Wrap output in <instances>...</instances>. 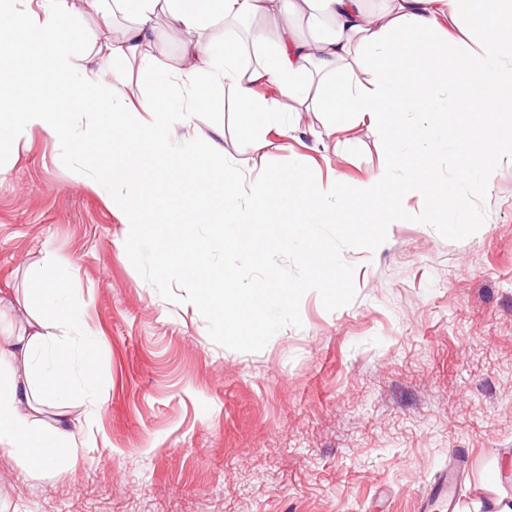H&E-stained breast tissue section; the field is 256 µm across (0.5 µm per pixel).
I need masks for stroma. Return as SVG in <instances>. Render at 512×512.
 <instances>
[{"label": "stroma", "instance_id": "1", "mask_svg": "<svg viewBox=\"0 0 512 512\" xmlns=\"http://www.w3.org/2000/svg\"><path fill=\"white\" fill-rule=\"evenodd\" d=\"M324 114L289 136L241 141L232 99L198 114V134L262 174L281 165L365 177L388 147L368 126L317 139ZM40 132L0 145V331L43 313L31 278H66L97 352L95 399L67 406L76 452L30 470L0 449V512H418L427 486L466 455L457 512L512 497L497 480L512 452V165L490 182L438 165L467 201L455 212L387 226L382 244L324 227L350 291L307 287L292 226L265 228L263 262L212 247L236 287L273 274L297 284L263 310L265 334L218 333L195 289L130 246L97 183L74 184ZM470 230L452 232L457 220Z\"/></svg>", "mask_w": 512, "mask_h": 512}]
</instances>
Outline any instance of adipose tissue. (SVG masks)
Returning a JSON list of instances; mask_svg holds the SVG:
<instances>
[{"label":"adipose tissue","mask_w":512,"mask_h":512,"mask_svg":"<svg viewBox=\"0 0 512 512\" xmlns=\"http://www.w3.org/2000/svg\"><path fill=\"white\" fill-rule=\"evenodd\" d=\"M81 0L98 27L72 22L70 0H0V142H25L39 131L72 155L75 183L112 182V207L126 239L147 247L197 288L217 331L257 336L267 329L262 306L286 299L293 285L274 275L248 288L230 289V276L214 265L196 235L159 236L170 216L182 224L215 225L229 250L261 260V226L288 217L304 258L321 246L318 227L347 224L357 240L377 245L379 231L411 215L465 212L438 169L439 140L457 122L450 84L470 87L468 108L478 120L473 135L455 137L463 173L491 178L512 165V0ZM127 24L112 37L114 15ZM242 16L260 19L255 45L273 28L271 56L244 57L209 25ZM171 18L186 36L177 67H158L159 23ZM467 20L483 36L479 51L448 58L440 38L445 20ZM138 74L151 92L141 99L109 95L107 80ZM273 84L277 94L262 93ZM232 92L239 135L253 141L269 130L288 134L309 112H324L323 134L367 124L390 149L378 172L359 181L314 179L301 168L268 170L261 178L240 166L219 138L201 137L194 114L217 111ZM94 133L90 149L74 152L80 124ZM60 278L36 277L33 295L52 312L32 317L19 334L0 337V448L28 466H47L56 448L76 449L78 432L63 418L44 424L43 406L64 405L93 390L95 356L84 351L81 370L58 339L61 323L79 326L80 311L57 301Z\"/></svg>","instance_id":"obj_1"}]
</instances>
